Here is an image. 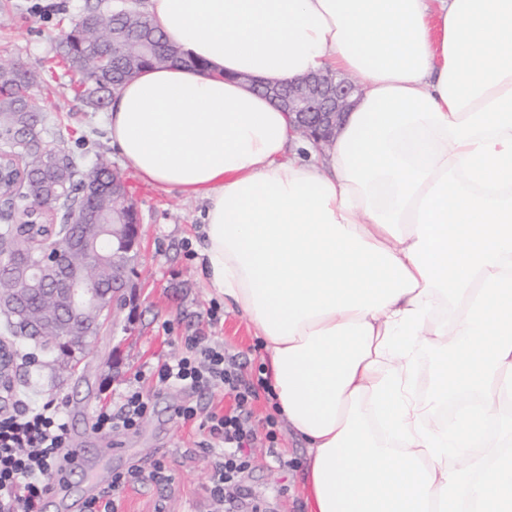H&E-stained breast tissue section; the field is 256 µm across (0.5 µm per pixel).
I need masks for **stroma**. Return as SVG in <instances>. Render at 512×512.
<instances>
[{
	"instance_id": "1",
	"label": "stroma",
	"mask_w": 512,
	"mask_h": 512,
	"mask_svg": "<svg viewBox=\"0 0 512 512\" xmlns=\"http://www.w3.org/2000/svg\"><path fill=\"white\" fill-rule=\"evenodd\" d=\"M111 0H0V64L18 62L36 70L39 109L51 117L50 135L64 147L87 158L103 156L121 163L106 125V113L92 110L76 96L70 76L54 67L56 44L71 22L86 9ZM140 218L141 252L133 304L120 314L116 330H103L78 371L64 383L51 382L49 369L29 364L31 342L6 336L15 345L18 371L7 408L15 413L54 401L68 424L71 445L85 449L101 469L134 474L119 491L122 512H225L226 503L209 489L213 457L206 432L175 419L176 406L189 393L156 387L150 372L178 355L185 337L207 336L235 355L249 377L262 370V352L247 319L213 295L206 286L198 245L203 204L142 182L132 170L122 171ZM216 318H209V310ZM140 388L150 409L140 425L122 433L96 431L93 418L100 407L119 400L129 387ZM203 408L232 404L222 390L197 397ZM258 434L233 489L239 512H307L301 493L306 450L278 417L267 391L252 404ZM275 419L276 454H269L267 419Z\"/></svg>"
}]
</instances>
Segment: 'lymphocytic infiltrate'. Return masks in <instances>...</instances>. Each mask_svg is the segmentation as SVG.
Returning <instances> with one entry per match:
<instances>
[{"label":"lymphocytic infiltrate","instance_id":"f902f5d3","mask_svg":"<svg viewBox=\"0 0 512 512\" xmlns=\"http://www.w3.org/2000/svg\"><path fill=\"white\" fill-rule=\"evenodd\" d=\"M157 386L202 393L222 388L234 400L230 410L201 411L185 403L176 410L179 419L207 431L216 460L210 494L223 499L245 465V451L256 441L251 406L263 379L242 377L234 357L205 336H188L182 352L151 373ZM149 409L139 389L124 393L115 407L95 415L100 432L135 429ZM69 446L67 424L54 401L0 417V512H44L43 496L48 478L61 471Z\"/></svg>","mask_w":512,"mask_h":512}]
</instances>
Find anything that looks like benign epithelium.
Wrapping results in <instances>:
<instances>
[{
  "label": "benign epithelium",
  "mask_w": 512,
  "mask_h": 512,
  "mask_svg": "<svg viewBox=\"0 0 512 512\" xmlns=\"http://www.w3.org/2000/svg\"><path fill=\"white\" fill-rule=\"evenodd\" d=\"M254 88L278 103L287 112L297 129L317 141H326L340 126L359 94L360 87L353 80L332 72L313 74L296 82L276 85L254 84ZM30 210H17L4 206L0 198V221L18 224ZM124 211H112V217L94 216L92 227L97 237L58 236L53 239L54 255L35 259L22 255L11 245L0 247V268L10 272L15 288L0 289V314L14 315L20 304V288L38 281L51 282L55 271L54 257L75 253L83 262L70 268V274L56 288L49 289L50 307L47 315L32 322L41 328L44 322H54L66 315L75 321L72 331L58 339L57 347L65 350L77 345L86 349L99 330L110 325L115 313L133 302L134 284L128 277L131 253L140 252V243L127 233L117 230ZM112 238V282L107 283L97 275L100 262L98 239ZM15 372V351L0 343V408L8 401Z\"/></svg>",
  "instance_id": "obj_1"
}]
</instances>
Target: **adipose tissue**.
Listing matches in <instances>:
<instances>
[{
    "mask_svg": "<svg viewBox=\"0 0 512 512\" xmlns=\"http://www.w3.org/2000/svg\"><path fill=\"white\" fill-rule=\"evenodd\" d=\"M145 10L208 68L123 84L112 144L203 201V276L265 353L310 512H512V0ZM324 70L362 91L322 147L241 81Z\"/></svg>",
    "mask_w": 512,
    "mask_h": 512,
    "instance_id": "1",
    "label": "adipose tissue"
}]
</instances>
